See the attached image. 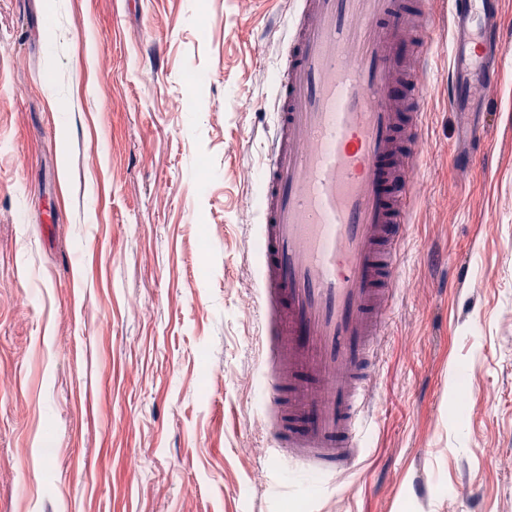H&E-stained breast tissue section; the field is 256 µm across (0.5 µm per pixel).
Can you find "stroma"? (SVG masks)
Segmentation results:
<instances>
[{"instance_id": "obj_1", "label": "stroma", "mask_w": 512, "mask_h": 512, "mask_svg": "<svg viewBox=\"0 0 512 512\" xmlns=\"http://www.w3.org/2000/svg\"><path fill=\"white\" fill-rule=\"evenodd\" d=\"M296 8L0 0V512H512V55L465 168L448 0L366 453L269 464L252 248Z\"/></svg>"}]
</instances>
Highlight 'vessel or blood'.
Here are the masks:
<instances>
[{
  "label": "vessel or blood",
  "instance_id": "1",
  "mask_svg": "<svg viewBox=\"0 0 512 512\" xmlns=\"http://www.w3.org/2000/svg\"><path fill=\"white\" fill-rule=\"evenodd\" d=\"M433 27L426 0H300L283 44L256 231L260 418L273 464L302 475L350 472L363 454L422 155L413 73ZM449 29L451 106L483 110L512 52L499 0H449Z\"/></svg>",
  "mask_w": 512,
  "mask_h": 512
}]
</instances>
